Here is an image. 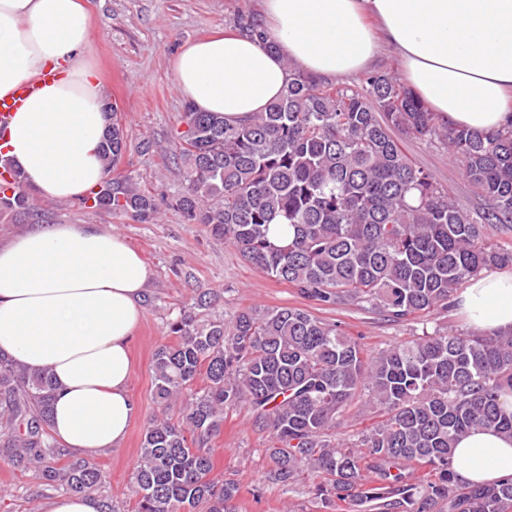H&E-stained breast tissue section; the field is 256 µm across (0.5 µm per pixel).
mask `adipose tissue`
<instances>
[{
  "label": "adipose tissue",
  "mask_w": 512,
  "mask_h": 512,
  "mask_svg": "<svg viewBox=\"0 0 512 512\" xmlns=\"http://www.w3.org/2000/svg\"><path fill=\"white\" fill-rule=\"evenodd\" d=\"M262 13L266 42L219 32L172 56L176 90L195 110L243 120L281 95L289 64L348 78L390 49L406 87L448 126L512 124V0H263ZM89 40L84 0H0V98L39 84L0 134V157L41 198H82L105 176V93ZM48 69L57 79L41 82ZM148 275L123 238L92 224L0 246V354L50 372L51 430L85 459L119 447L137 412L130 348ZM455 301L471 327L512 330V272L470 280ZM454 465L467 483L511 477L512 438L471 432Z\"/></svg>",
  "instance_id": "adipose-tissue-1"
}]
</instances>
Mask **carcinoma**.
I'll return each mask as SVG.
<instances>
[{"label":"carcinoma","instance_id":"cac0c4a2","mask_svg":"<svg viewBox=\"0 0 512 512\" xmlns=\"http://www.w3.org/2000/svg\"><path fill=\"white\" fill-rule=\"evenodd\" d=\"M446 146L486 201L470 210L414 165L398 135ZM186 186L175 206L188 223L233 244L245 262L322 305L366 304L395 320L454 307L464 281L505 263L490 241L512 231V127L454 129L389 72L337 86L291 71L264 112L235 123L186 108L173 130ZM125 148L117 113L101 150L106 173ZM0 218L30 209L21 175L0 160ZM91 208L155 223L159 206L129 175L93 191ZM203 290L169 324L153 357L160 416L146 428L131 473L137 512H236L237 485L213 476L209 450L224 413L248 407L268 435L266 481L320 479L326 509L354 512H512V478L467 485L455 444L472 430L512 437V331H434L375 354L341 325L300 307L214 314ZM203 385L198 386V378ZM47 371L0 356V459L31 465L41 485L100 499L105 478L50 433ZM381 413L356 442H336L346 409Z\"/></svg>","mask_w":512,"mask_h":512}]
</instances>
